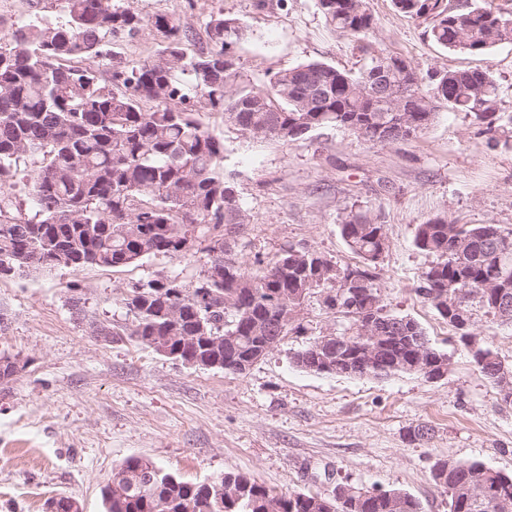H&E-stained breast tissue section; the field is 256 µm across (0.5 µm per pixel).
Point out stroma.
Instances as JSON below:
<instances>
[{"instance_id":"stroma-1","label":"stroma","mask_w":512,"mask_h":512,"mask_svg":"<svg viewBox=\"0 0 512 512\" xmlns=\"http://www.w3.org/2000/svg\"><path fill=\"white\" fill-rule=\"evenodd\" d=\"M145 23L116 39L93 64L102 82L113 67L154 57L156 15L179 17L189 52L210 51L207 24L224 13L240 20L235 48L241 74L256 84L308 61L359 72L356 43L326 24L316 0H122ZM376 51L407 59L420 72L482 69L499 86L498 109L512 115V43L483 55L444 49L391 0H368ZM200 118L224 141V173L249 222L234 249L254 272L283 248L316 251L341 266L358 258L339 226L353 211L384 224L389 250L377 268L388 310L412 318L445 354L448 372L354 377L296 365L308 336H290L238 375L198 369L138 343L124 298L135 283L168 275L192 285L210 257L152 256L122 268H55L0 279V354L22 369L0 381V512H52L51 501L79 500L104 512L102 488L131 456L178 478L210 482L244 473L277 494L323 492L343 483L398 490L421 512H448L431 470L438 461L480 462L512 473V406L472 363L455 328L418 296L431 255L414 245L418 224L447 216L457 224L512 230V147L491 145L482 124L462 112H437L416 137L380 145L327 127L291 142L261 140ZM112 329L97 335L96 326ZM473 331L512 367V326L483 310ZM431 435L411 441L410 427Z\"/></svg>"}]
</instances>
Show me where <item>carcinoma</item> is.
I'll use <instances>...</instances> for the list:
<instances>
[{
    "label": "carcinoma",
    "mask_w": 512,
    "mask_h": 512,
    "mask_svg": "<svg viewBox=\"0 0 512 512\" xmlns=\"http://www.w3.org/2000/svg\"><path fill=\"white\" fill-rule=\"evenodd\" d=\"M59 14L38 12L0 33V186L16 176L20 164L31 161L32 207L24 209L0 194V277L24 276L40 269L124 267L145 257L181 258L193 251L211 255L210 265L187 287L177 278L160 276L130 288L126 305L135 324L130 332L148 345L153 336H168L178 328L197 342L175 341L170 352L184 363L210 357L209 346L236 337V346L220 354V369L232 373L254 354L275 325L279 301L288 294V311L300 312L314 298L326 310L350 318L334 350L354 355L350 346L358 323L370 319L405 321L381 342L373 368L362 370L353 359L355 375L383 377L408 372L420 359L416 337L425 335L413 320H404L383 304L376 269L388 250L385 225L355 213L339 225L340 235L360 259L341 267L327 256L288 248V266L269 261L262 272L250 274L232 256L236 234L248 223L233 186L224 176V141L200 120L199 109L224 113L226 122L257 139L294 142L310 132L336 127L376 144L377 132L401 126L402 114L390 106L364 99L367 71L384 67L397 84L406 60L372 55L353 76L323 62H307L278 71L259 86L243 78L234 49L245 35L236 18L211 17L208 35L214 49L190 54L180 19L158 15L153 26L159 43L155 58L131 69L112 71V86L94 72L72 64L89 57L105 58L118 36L134 37L143 19L113 0H58ZM395 9L426 25L432 40L445 49L485 53L512 42V16L494 11L484 0H392ZM326 23L364 42L374 27L368 0H317ZM448 92L436 97L441 82ZM320 89L315 101L310 88ZM418 124L403 133L406 140L428 127L426 117L439 108L465 112L485 124L489 142L498 144L501 130L496 109L499 87L487 70H446L443 78L429 75L417 86ZM154 102L145 111L142 102ZM192 248L181 249L186 236ZM415 246L434 256L421 275L417 292L446 320L440 290L456 283L448 304L467 313L479 307L503 324L499 296L512 298V232L497 224L461 227L438 216L416 226ZM496 274L502 288L486 286ZM355 276L369 283L373 294L355 299L339 294ZM180 306L179 317L170 315ZM487 362L479 366L502 403L512 405V393L502 394L495 378L500 358L484 347ZM485 469L477 463L439 461L432 469L438 489L448 496V512H490L485 498L473 497L463 506L456 489L467 477ZM156 474L145 486L148 472ZM124 485L116 496L111 485L103 491L106 512H265L273 496L254 478L226 473L208 483H191L166 472L155 462L129 457L113 471L112 485ZM349 486L338 484L328 493L279 496L280 512H421L413 496L403 494L400 510L385 494L363 499L344 497ZM488 495L512 496V475L488 477Z\"/></svg>",
    "instance_id": "carcinoma-1"
}]
</instances>
